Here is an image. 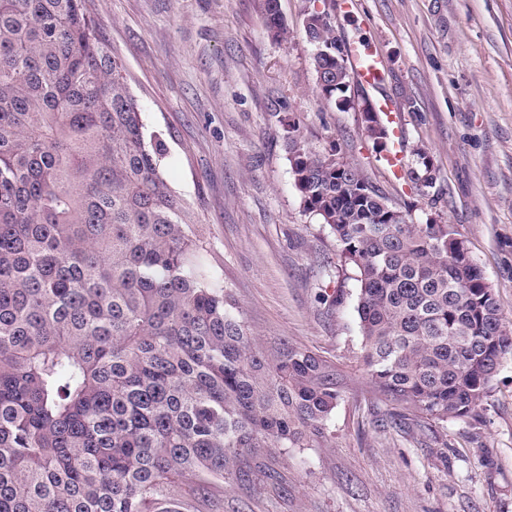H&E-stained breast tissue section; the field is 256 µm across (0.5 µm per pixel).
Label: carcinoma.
Here are the masks:
<instances>
[{"label":"carcinoma","mask_w":512,"mask_h":512,"mask_svg":"<svg viewBox=\"0 0 512 512\" xmlns=\"http://www.w3.org/2000/svg\"><path fill=\"white\" fill-rule=\"evenodd\" d=\"M272 37L290 30L265 0ZM318 94L350 97L329 17ZM305 211L358 283L373 391L436 424L487 403L512 326L451 224H416L351 162L289 139ZM124 60L84 0H0V512H152L187 475L288 499V449L327 448L336 362L260 342L159 170ZM417 191L434 164L416 149Z\"/></svg>","instance_id":"obj_1"}]
</instances>
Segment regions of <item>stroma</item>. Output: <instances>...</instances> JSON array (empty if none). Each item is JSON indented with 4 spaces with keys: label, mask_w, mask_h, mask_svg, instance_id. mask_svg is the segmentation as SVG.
Segmentation results:
<instances>
[{
    "label": "stroma",
    "mask_w": 512,
    "mask_h": 512,
    "mask_svg": "<svg viewBox=\"0 0 512 512\" xmlns=\"http://www.w3.org/2000/svg\"><path fill=\"white\" fill-rule=\"evenodd\" d=\"M265 0H87L124 59L146 134L167 152L160 171L190 207L214 277L254 334L335 361L351 380L335 411V445L288 451V503H255L235 485L195 499V477L154 512H512V358L480 418L390 425L391 407L359 368L356 281L338 277L320 218L291 172L287 123L303 143L356 163L413 221L451 224L512 324V0H326L340 44L387 61L374 91L352 82L339 111L316 90L303 27L309 0H279L292 35L272 39ZM400 110L404 175H388L360 109ZM435 168L432 197L407 179L413 151Z\"/></svg>",
    "instance_id": "35a3bbf8"
}]
</instances>
